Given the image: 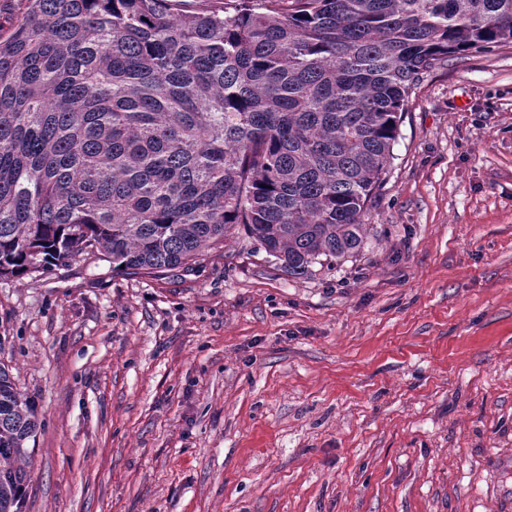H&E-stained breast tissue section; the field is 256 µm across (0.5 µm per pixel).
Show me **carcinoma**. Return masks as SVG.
Returning <instances> with one entry per match:
<instances>
[{"instance_id": "1", "label": "carcinoma", "mask_w": 512, "mask_h": 512, "mask_svg": "<svg viewBox=\"0 0 512 512\" xmlns=\"http://www.w3.org/2000/svg\"><path fill=\"white\" fill-rule=\"evenodd\" d=\"M0 21V277L189 270L243 231L300 279L357 253L409 90L512 44V0H22ZM40 423L0 367V512Z\"/></svg>"}]
</instances>
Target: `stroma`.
<instances>
[{
	"mask_svg": "<svg viewBox=\"0 0 512 512\" xmlns=\"http://www.w3.org/2000/svg\"><path fill=\"white\" fill-rule=\"evenodd\" d=\"M355 255L0 278L23 512H512V44L408 96Z\"/></svg>",
	"mask_w": 512,
	"mask_h": 512,
	"instance_id": "stroma-1",
	"label": "stroma"
}]
</instances>
